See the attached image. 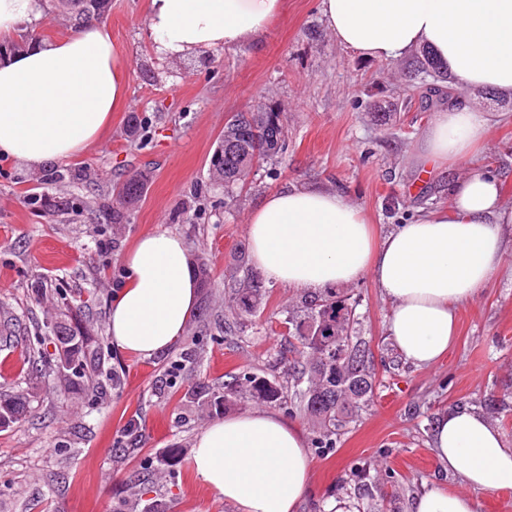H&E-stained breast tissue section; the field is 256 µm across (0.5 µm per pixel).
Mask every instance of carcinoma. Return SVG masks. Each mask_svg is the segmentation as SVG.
I'll return each instance as SVG.
<instances>
[{
  "instance_id": "cac0c4a2",
  "label": "carcinoma",
  "mask_w": 512,
  "mask_h": 512,
  "mask_svg": "<svg viewBox=\"0 0 512 512\" xmlns=\"http://www.w3.org/2000/svg\"><path fill=\"white\" fill-rule=\"evenodd\" d=\"M65 27L77 30L85 22L109 11L110 0H50ZM285 145V127L278 112H248L233 116L224 125L217 151L224 161L212 163L214 175L224 182L228 204L236 202L234 189L257 164L277 156ZM147 174L136 173L115 187L107 212L113 224H123L139 201ZM266 291L259 281L238 289L230 297L236 318L245 322L257 315ZM356 303L325 290L304 300L289 314L288 353L276 359L278 374L266 376L242 371L217 386L202 385L188 393L210 415L224 412L233 400L244 403L290 404L292 412L307 421L317 448H334L340 430L358 418L373 400L375 373L366 357V343L355 335ZM53 366L61 392L80 394L95 389V379L110 371L99 338L79 315L70 314L51 328ZM66 340L58 341V335ZM30 393L0 396V416L14 424L25 416Z\"/></svg>"
}]
</instances>
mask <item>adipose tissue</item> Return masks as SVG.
Wrapping results in <instances>:
<instances>
[{
  "instance_id": "ef3b65f1",
  "label": "adipose tissue",
  "mask_w": 512,
  "mask_h": 512,
  "mask_svg": "<svg viewBox=\"0 0 512 512\" xmlns=\"http://www.w3.org/2000/svg\"><path fill=\"white\" fill-rule=\"evenodd\" d=\"M285 0H148L160 58L239 45L264 32ZM337 44L392 62L424 50L470 93L512 92V0H321ZM125 67L109 27L94 19L61 41L31 43L0 59V157L34 168L85 152L126 100ZM491 129L486 113L452 104L424 134L418 160L442 170L448 206L376 235L336 191L293 187L267 195L248 216L252 267L298 291L318 293L370 277L389 302L387 333L400 356L429 369L456 334L457 310L487 286L512 239L500 178L479 170ZM125 284L112 298L109 335L122 351L151 357L184 333L198 299L185 239L142 235L123 257ZM432 451L472 488H512V448L470 407L437 415ZM191 466L237 512H298L312 461L303 433L261 409L201 430ZM411 512H476L467 494L438 486Z\"/></svg>"
}]
</instances>
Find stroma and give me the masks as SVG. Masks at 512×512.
I'll return each mask as SVG.
<instances>
[{"label": "stroma", "mask_w": 512, "mask_h": 512, "mask_svg": "<svg viewBox=\"0 0 512 512\" xmlns=\"http://www.w3.org/2000/svg\"><path fill=\"white\" fill-rule=\"evenodd\" d=\"M23 22L13 41L69 36L48 0ZM148 0H112L106 15L112 44L126 68L127 100L101 139L75 158L31 169L0 158V394H33L25 418L0 429V512H123L131 488L160 499L168 512H235L195 476L196 434L207 420L187 403L199 384L227 374L273 373L272 355L288 344L282 323L300 292L266 283L251 324H224L222 287L246 280L251 264L247 220L268 194L306 185L341 192L379 233L418 213L447 207L441 177L422 179L416 165L433 112L420 107L427 77L413 58H360L329 33L319 0H286L258 39L192 55L159 59L147 25ZM471 102L490 113L480 158L499 176L512 208V94ZM259 108L284 113L282 152L253 169L235 205L213 181L209 162L225 122ZM136 133H129V125ZM148 180L127 223L112 226L101 207L112 186L133 171ZM183 235L191 259H204L217 287L198 304L183 336L144 358L115 348L109 307L124 279L122 258L146 233ZM352 293L359 336L373 355L377 396L333 448H310L312 474L299 512H410L416 495L440 484L468 491L476 512H501L499 490H466L431 451L435 417L467 406L499 424L512 408V255L489 285L458 310V335L435 367L405 362L386 329L389 304L370 278L338 288ZM80 309L97 328L112 379L96 397H67L56 387L54 345L43 330L63 305ZM194 349L197 363L180 358ZM40 357L29 371V356ZM179 460L162 462L167 449Z\"/></svg>", "instance_id": "1"}]
</instances>
